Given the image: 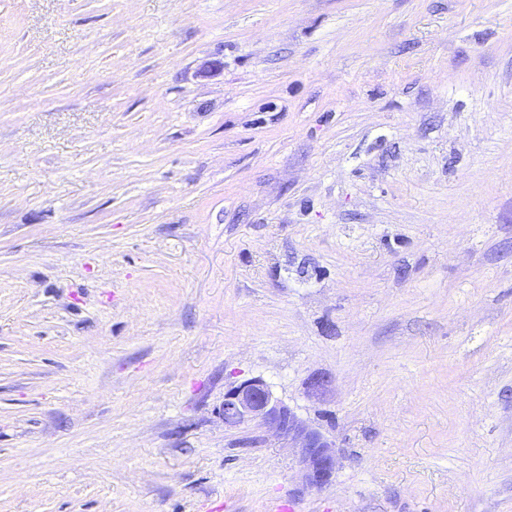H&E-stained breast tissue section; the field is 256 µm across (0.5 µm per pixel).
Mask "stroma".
Segmentation results:
<instances>
[{
    "label": "stroma",
    "instance_id": "stroma-1",
    "mask_svg": "<svg viewBox=\"0 0 512 512\" xmlns=\"http://www.w3.org/2000/svg\"><path fill=\"white\" fill-rule=\"evenodd\" d=\"M276 499L512 512V0H0V512ZM258 422L283 444L293 448L307 485L320 488L331 482L339 464L335 444L279 400L259 377L224 393V425L229 428Z\"/></svg>",
    "mask_w": 512,
    "mask_h": 512
}]
</instances>
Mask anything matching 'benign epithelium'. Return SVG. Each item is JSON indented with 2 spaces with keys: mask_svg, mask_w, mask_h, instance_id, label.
<instances>
[{
  "mask_svg": "<svg viewBox=\"0 0 512 512\" xmlns=\"http://www.w3.org/2000/svg\"><path fill=\"white\" fill-rule=\"evenodd\" d=\"M332 388L327 374H316L306 384V395L324 398ZM249 422L263 425L285 448L295 451L307 485L320 488L331 482L339 464L335 444L279 400L261 378L249 379L224 393V425Z\"/></svg>",
  "mask_w": 512,
  "mask_h": 512,
  "instance_id": "1",
  "label": "benign epithelium"
}]
</instances>
